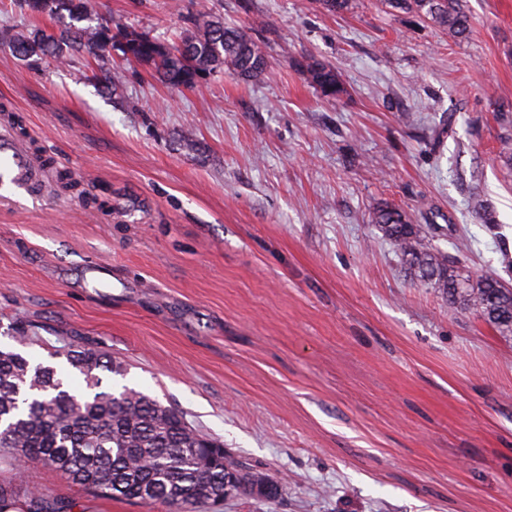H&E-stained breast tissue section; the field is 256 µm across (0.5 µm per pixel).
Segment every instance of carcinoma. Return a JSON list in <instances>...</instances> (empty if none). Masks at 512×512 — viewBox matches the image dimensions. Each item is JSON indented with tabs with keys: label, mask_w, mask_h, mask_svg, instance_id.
<instances>
[{
	"label": "carcinoma",
	"mask_w": 512,
	"mask_h": 512,
	"mask_svg": "<svg viewBox=\"0 0 512 512\" xmlns=\"http://www.w3.org/2000/svg\"><path fill=\"white\" fill-rule=\"evenodd\" d=\"M28 15L53 19L58 25L26 31L0 30V40L19 58L45 56L63 63L71 57L92 59L98 72L87 80L112 92L110 46L120 47L123 60L150 67L161 82L194 89L197 77L224 71L242 80L262 72L265 53L246 31L226 26L212 9L202 7L190 18L191 29L180 42L165 44L147 33L99 19L92 20L95 0H23ZM383 4L415 13L448 30L466 36L470 20L461 0H383ZM307 82L328 98L345 93L336 70L315 58L299 63ZM375 224L401 257L409 277L438 289L452 308L479 315L501 334L512 335V287L488 275L477 281L459 271L457 260L435 250L421 227L403 212L379 209ZM9 339L19 346L34 345L39 337L18 320ZM62 358L68 371L53 365L32 364L11 346L0 347V461L14 464L35 460L55 470L67 482L94 496L120 498L145 507L177 504L181 512H203L224 498V470L238 474L232 497L252 496L254 487L269 484L268 498L280 494L279 486L247 460L189 425L183 414L158 399L123 387L119 393L102 389L100 373L124 375L123 363L111 354L88 346L65 344L51 352ZM79 376L85 390L70 386ZM25 500L27 512H65L69 505L48 497L19 478L0 484V508Z\"/></svg>",
	"instance_id": "1"
}]
</instances>
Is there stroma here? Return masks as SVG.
<instances>
[{"label":"stroma","mask_w":512,"mask_h":512,"mask_svg":"<svg viewBox=\"0 0 512 512\" xmlns=\"http://www.w3.org/2000/svg\"><path fill=\"white\" fill-rule=\"evenodd\" d=\"M198 2L97 0L165 42ZM207 2L264 46L257 79L183 91L116 58L106 95L83 60L0 43V104L78 182L45 170L0 203V335L21 318L36 360L63 340L110 352L128 371L105 386L177 407L281 488L222 512H512V335L412 282L372 222L398 208L441 250L466 243L472 278L512 284V0H463L464 39L379 0ZM308 56L341 99L307 83ZM28 470L82 512H167ZM299 67L307 82L323 96L339 98L345 93L339 76L331 65L310 57L300 62Z\"/></svg>","instance_id":"stroma-1"}]
</instances>
